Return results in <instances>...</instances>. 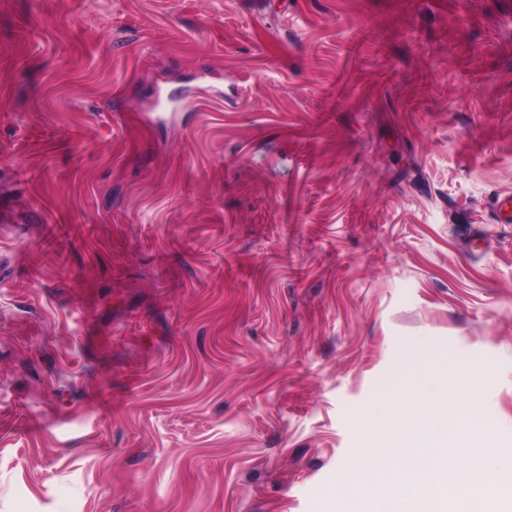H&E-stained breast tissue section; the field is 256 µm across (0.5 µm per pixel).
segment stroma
Wrapping results in <instances>:
<instances>
[{
  "label": "stroma",
  "instance_id": "obj_1",
  "mask_svg": "<svg viewBox=\"0 0 512 512\" xmlns=\"http://www.w3.org/2000/svg\"><path fill=\"white\" fill-rule=\"evenodd\" d=\"M507 192L512 0H0V512L341 506L415 389L512 449Z\"/></svg>",
  "mask_w": 512,
  "mask_h": 512
}]
</instances>
